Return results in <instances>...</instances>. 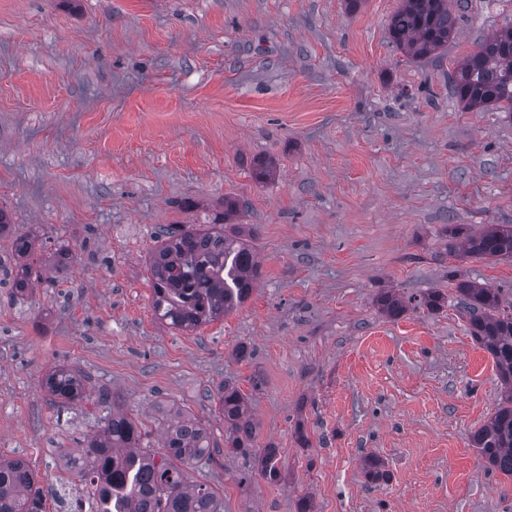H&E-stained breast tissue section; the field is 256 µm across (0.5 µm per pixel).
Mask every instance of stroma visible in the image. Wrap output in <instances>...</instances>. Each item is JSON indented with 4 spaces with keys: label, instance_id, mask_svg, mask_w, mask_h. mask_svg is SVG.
Wrapping results in <instances>:
<instances>
[{
    "label": "stroma",
    "instance_id": "35a3bbf8",
    "mask_svg": "<svg viewBox=\"0 0 512 512\" xmlns=\"http://www.w3.org/2000/svg\"><path fill=\"white\" fill-rule=\"evenodd\" d=\"M401 0H0V206L15 234L68 249L28 296L0 284V456L49 485L97 429L110 393L160 443L159 409L209 425L192 471L223 512H512V476L470 437L498 403L496 367L456 288L512 299V258L448 255V230L512 224V120L464 110L452 77L512 0H468L439 56L391 41ZM274 176L256 180L258 160ZM263 276L193 331L159 322L149 264L165 224L224 198ZM192 199L198 207L183 210ZM392 288L437 290L435 313L380 314ZM65 364L89 397L64 411L40 382ZM251 398L269 483L223 454L217 395ZM385 463L373 482L365 457Z\"/></svg>",
    "mask_w": 512,
    "mask_h": 512
}]
</instances>
